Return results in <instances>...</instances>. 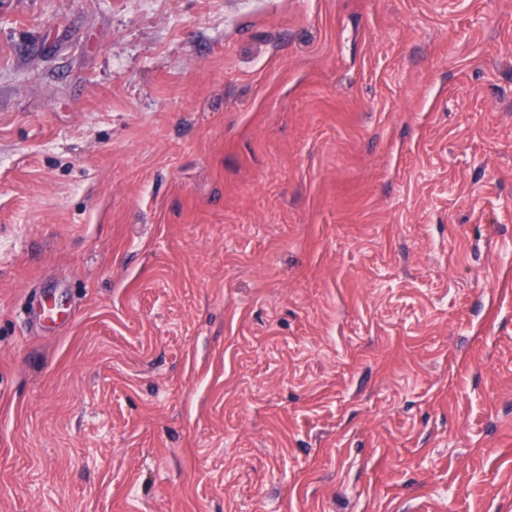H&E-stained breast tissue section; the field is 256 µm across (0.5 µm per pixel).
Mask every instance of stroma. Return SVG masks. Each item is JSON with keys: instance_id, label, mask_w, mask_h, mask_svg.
Segmentation results:
<instances>
[{"instance_id": "35a3bbf8", "label": "stroma", "mask_w": 512, "mask_h": 512, "mask_svg": "<svg viewBox=\"0 0 512 512\" xmlns=\"http://www.w3.org/2000/svg\"><path fill=\"white\" fill-rule=\"evenodd\" d=\"M0 512H512V0H0Z\"/></svg>"}]
</instances>
